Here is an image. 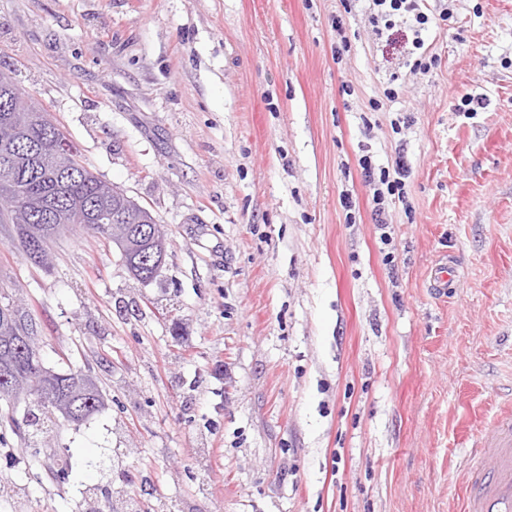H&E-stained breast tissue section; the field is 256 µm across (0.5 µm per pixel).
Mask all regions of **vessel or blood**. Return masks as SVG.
Wrapping results in <instances>:
<instances>
[{
	"mask_svg": "<svg viewBox=\"0 0 512 512\" xmlns=\"http://www.w3.org/2000/svg\"><path fill=\"white\" fill-rule=\"evenodd\" d=\"M481 455L495 465L472 470L465 482V512H512V406L497 415Z\"/></svg>",
	"mask_w": 512,
	"mask_h": 512,
	"instance_id": "b4317fda",
	"label": "vessel or blood"
}]
</instances>
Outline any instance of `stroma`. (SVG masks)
Here are the masks:
<instances>
[{"instance_id": "obj_1", "label": "stroma", "mask_w": 512, "mask_h": 512, "mask_svg": "<svg viewBox=\"0 0 512 512\" xmlns=\"http://www.w3.org/2000/svg\"><path fill=\"white\" fill-rule=\"evenodd\" d=\"M444 10L424 73L369 0H0V68L167 246L141 282L104 238L46 269L0 225V294L104 397L0 431V512H461L512 398V0ZM365 155L410 169L384 230ZM70 454L101 468L52 483Z\"/></svg>"}]
</instances>
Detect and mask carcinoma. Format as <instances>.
I'll return each mask as SVG.
<instances>
[{
  "label": "carcinoma",
  "instance_id": "1",
  "mask_svg": "<svg viewBox=\"0 0 512 512\" xmlns=\"http://www.w3.org/2000/svg\"><path fill=\"white\" fill-rule=\"evenodd\" d=\"M34 100L22 92L9 74L0 71V166L8 164L9 175L0 178V196L14 195L21 201L10 214L0 213V224H9L17 244L37 264L48 266L50 244L63 232L91 231L115 244L127 270L138 260L148 242L147 225L133 229L130 237H112L85 222L94 210L110 212L134 206L130 200L112 198V185L83 165L78 148L69 144V157L62 161L55 137L61 131L45 118L44 110L30 111ZM10 297L0 296V401L14 404L22 397L32 400L33 410L22 419L6 416L1 424L21 438L28 428H37L41 416L58 412L69 423L79 424L97 411L101 394L79 372L52 373L41 362L32 321L21 313L4 309ZM87 459L46 464L50 477L67 480L78 467H92Z\"/></svg>",
  "mask_w": 512,
  "mask_h": 512
}]
</instances>
